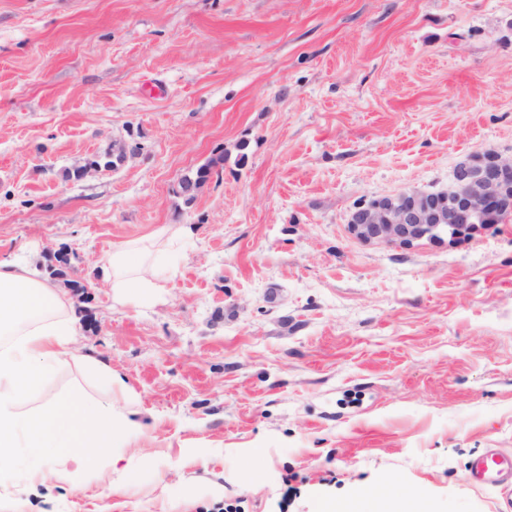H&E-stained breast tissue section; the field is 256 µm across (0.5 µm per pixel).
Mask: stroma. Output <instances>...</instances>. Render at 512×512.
<instances>
[{
    "label": "stroma",
    "instance_id": "35a3bbf8",
    "mask_svg": "<svg viewBox=\"0 0 512 512\" xmlns=\"http://www.w3.org/2000/svg\"><path fill=\"white\" fill-rule=\"evenodd\" d=\"M486 149L512 155V0H0V259L68 248L76 347L148 425L127 472L60 465L39 502L19 452L0 512H319L382 484L497 512L466 470L512 454V221L347 227ZM168 224L193 234L161 294L114 301L99 258Z\"/></svg>",
    "mask_w": 512,
    "mask_h": 512
}]
</instances>
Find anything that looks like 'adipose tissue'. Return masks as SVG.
<instances>
[{
    "label": "adipose tissue",
    "mask_w": 512,
    "mask_h": 512,
    "mask_svg": "<svg viewBox=\"0 0 512 512\" xmlns=\"http://www.w3.org/2000/svg\"><path fill=\"white\" fill-rule=\"evenodd\" d=\"M188 226L168 224L136 241L111 248L101 258L112 296L150 299L163 288L154 272L157 254L189 234ZM65 296L54 283L32 277L22 265L0 260V482L15 475L18 450L36 465L25 476L27 488L55 477L59 460L81 471L101 449L113 447L129 433H144L134 413L115 411L111 398L81 392L40 401L56 373L81 365L105 388L115 385L111 368L93 356H78L76 329L64 316ZM321 512H429L419 498L396 496L371 486L346 499L322 503Z\"/></svg>",
    "instance_id": "ef3b65f1"
}]
</instances>
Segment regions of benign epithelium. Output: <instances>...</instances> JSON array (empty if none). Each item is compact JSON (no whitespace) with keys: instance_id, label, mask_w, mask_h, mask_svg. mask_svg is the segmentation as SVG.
I'll return each mask as SVG.
<instances>
[{"instance_id":"obj_1","label":"benign epithelium","mask_w":512,"mask_h":512,"mask_svg":"<svg viewBox=\"0 0 512 512\" xmlns=\"http://www.w3.org/2000/svg\"><path fill=\"white\" fill-rule=\"evenodd\" d=\"M511 218L512 159L487 150L462 161L447 189H408L364 202L350 212L347 224L361 242L407 247L464 239Z\"/></svg>"}]
</instances>
